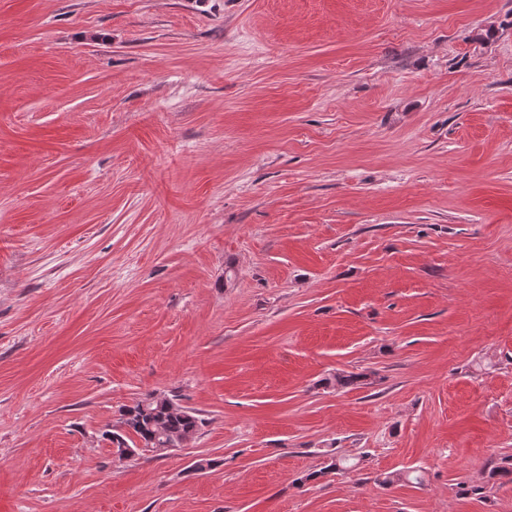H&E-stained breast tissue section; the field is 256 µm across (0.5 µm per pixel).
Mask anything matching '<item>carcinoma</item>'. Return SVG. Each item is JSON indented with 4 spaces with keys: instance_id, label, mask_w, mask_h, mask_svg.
I'll list each match as a JSON object with an SVG mask.
<instances>
[{
    "instance_id": "cac0c4a2",
    "label": "carcinoma",
    "mask_w": 512,
    "mask_h": 512,
    "mask_svg": "<svg viewBox=\"0 0 512 512\" xmlns=\"http://www.w3.org/2000/svg\"><path fill=\"white\" fill-rule=\"evenodd\" d=\"M203 425L200 415L176 401L175 396L150 394L120 413L118 427L123 433L106 432L119 448L128 447L126 436L139 440L142 447L151 451L180 448L191 441ZM328 464L301 478V481L315 480L328 473H351L357 470L358 463L326 452ZM489 479H507L512 482V458L499 462L489 461Z\"/></svg>"
}]
</instances>
